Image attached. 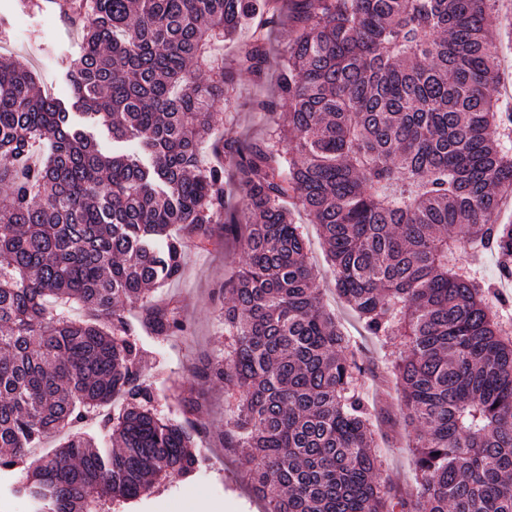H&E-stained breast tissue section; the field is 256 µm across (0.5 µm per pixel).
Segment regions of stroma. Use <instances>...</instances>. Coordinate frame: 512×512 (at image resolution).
<instances>
[{
  "label": "stroma",
  "mask_w": 512,
  "mask_h": 512,
  "mask_svg": "<svg viewBox=\"0 0 512 512\" xmlns=\"http://www.w3.org/2000/svg\"><path fill=\"white\" fill-rule=\"evenodd\" d=\"M496 46L500 58L501 97H512V0H500L495 19ZM81 53V41L57 12L51 0H0V56L24 58L37 76L40 89L72 104L73 89L67 77ZM274 72L258 76L242 69L234 74L212 114L213 137L263 138L276 134L285 122L284 111L268 115L254 111L256 99L269 94ZM293 220L300 224L308 243V257L318 272L317 286L327 309L335 314L351 340L359 367L357 387L372 414L375 445L382 460L380 476L393 496L407 497L416 482L415 457L404 426L405 407L392 374L390 356L398 352V341L367 335L355 314L339 298L332 266L320 230L301 210ZM240 247L225 243L215 233L207 251H187L184 273L176 281L156 290L159 298H172L181 306L186 329L163 341L145 339L144 373L157 392L161 416L180 417L173 392L201 398L198 416L204 428L196 435V446L207 459L196 476L174 478L149 496L126 505L124 512H260L261 504L248 491L238 459L225 450V394L223 386L205 384L196 376L224 349V301L219 295L232 273L242 264Z\"/></svg>",
  "instance_id": "1"
}]
</instances>
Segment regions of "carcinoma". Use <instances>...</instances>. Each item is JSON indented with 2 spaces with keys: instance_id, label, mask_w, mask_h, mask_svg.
Returning a JSON list of instances; mask_svg holds the SVG:
<instances>
[{
  "instance_id": "carcinoma-1",
  "label": "carcinoma",
  "mask_w": 512,
  "mask_h": 512,
  "mask_svg": "<svg viewBox=\"0 0 512 512\" xmlns=\"http://www.w3.org/2000/svg\"><path fill=\"white\" fill-rule=\"evenodd\" d=\"M495 2L90 0L69 77L75 107L135 145L110 155L25 64L0 58V478L19 474L12 491L33 512H119L204 465L183 424L156 412L138 331L183 330L149 291L221 223L245 260L224 354L200 377L232 398L224 438L263 512H512V330L460 260L491 251L512 278ZM282 14L292 38L256 108L288 107L287 125L275 141L226 137L213 150L227 163L202 165L212 103L234 79L214 47L253 25L239 64L259 75ZM297 207L365 332L403 347L419 472L408 502L380 481L350 340L321 303Z\"/></svg>"
}]
</instances>
